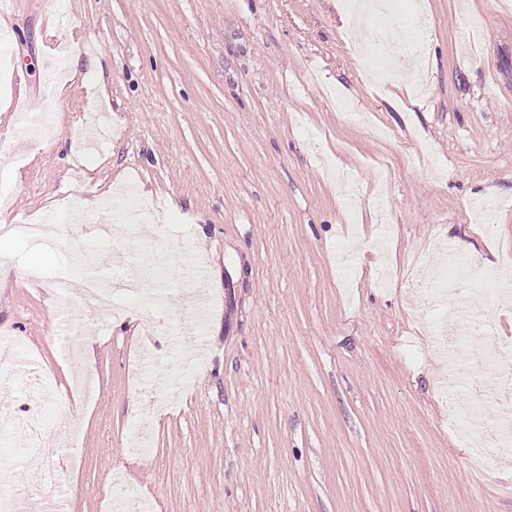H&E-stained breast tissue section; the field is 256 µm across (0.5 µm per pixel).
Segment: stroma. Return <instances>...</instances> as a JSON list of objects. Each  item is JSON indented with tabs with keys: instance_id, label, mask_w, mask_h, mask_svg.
<instances>
[{
	"instance_id": "stroma-1",
	"label": "stroma",
	"mask_w": 512,
	"mask_h": 512,
	"mask_svg": "<svg viewBox=\"0 0 512 512\" xmlns=\"http://www.w3.org/2000/svg\"><path fill=\"white\" fill-rule=\"evenodd\" d=\"M345 0H0V225L131 186L136 246L80 227L8 241L0 497L45 512H512V455L479 467L448 421L424 301L445 249L512 262V0H415L423 56L376 84ZM87 64L54 82L72 47ZM363 118L349 122L348 107ZM56 135L22 140L19 113ZM185 251L182 281L164 279ZM206 272L191 334L186 291ZM40 271L33 279L29 270ZM146 279L105 322L49 286ZM91 336L68 362L61 344Z\"/></svg>"
}]
</instances>
